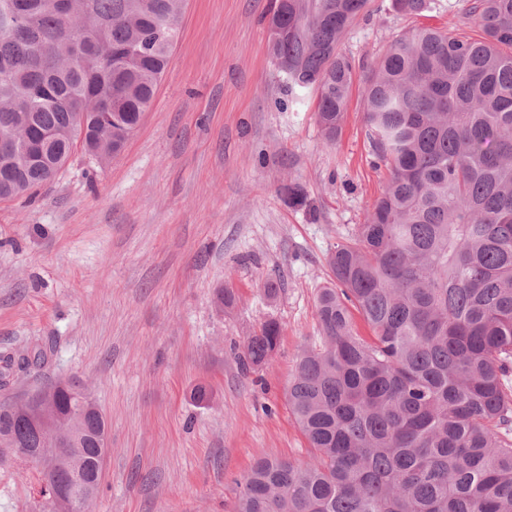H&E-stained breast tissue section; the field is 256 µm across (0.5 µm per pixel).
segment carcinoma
Returning <instances> with one entry per match:
<instances>
[{
	"label": "carcinoma",
	"instance_id": "obj_1",
	"mask_svg": "<svg viewBox=\"0 0 512 512\" xmlns=\"http://www.w3.org/2000/svg\"><path fill=\"white\" fill-rule=\"evenodd\" d=\"M184 0H0V200L52 182L77 121L117 156L150 106ZM368 0H277L288 39L270 51L313 87L327 143L354 67L339 45ZM433 0H392L419 15ZM479 36L420 27L365 74L363 121L389 171L354 240L336 247L316 300L320 344L303 350L288 407L312 455L275 454L236 512H512V0H472ZM370 330L359 335L351 309ZM276 320L247 338L260 366ZM49 347L0 354V375ZM29 462L36 438L13 404L0 431Z\"/></svg>",
	"mask_w": 512,
	"mask_h": 512
}]
</instances>
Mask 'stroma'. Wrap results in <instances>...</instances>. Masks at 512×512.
I'll return each instance as SVG.
<instances>
[{"mask_svg": "<svg viewBox=\"0 0 512 512\" xmlns=\"http://www.w3.org/2000/svg\"><path fill=\"white\" fill-rule=\"evenodd\" d=\"M274 4L185 0L168 68L121 153L101 167L75 152L33 198L0 201V352L52 347L0 385V401L68 379L91 392L111 446L91 512H235L258 459L311 455L288 382L319 340L328 258L388 170L362 120L361 80L326 143L315 90L291 87L270 54ZM467 6L434 0L414 16L369 0L340 50L370 65L418 27L455 30ZM271 319L282 326L272 360L242 366ZM37 485L33 466H0V512H42Z\"/></svg>", "mask_w": 512, "mask_h": 512, "instance_id": "35a3bbf8", "label": "stroma"}]
</instances>
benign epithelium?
<instances>
[{
    "label": "benign epithelium",
    "instance_id": "7a95c632",
    "mask_svg": "<svg viewBox=\"0 0 512 512\" xmlns=\"http://www.w3.org/2000/svg\"><path fill=\"white\" fill-rule=\"evenodd\" d=\"M60 390L67 391L77 403L66 415L56 402ZM15 410L27 419L39 443V447L28 449L29 459L40 471L60 474L55 482L40 486L53 512H76L78 501L95 497L110 448L106 420L91 425L92 418L101 416L96 401L84 386L64 381L17 403ZM90 438L99 448L93 477L86 476L81 460Z\"/></svg>",
    "mask_w": 512,
    "mask_h": 512
}]
</instances>
